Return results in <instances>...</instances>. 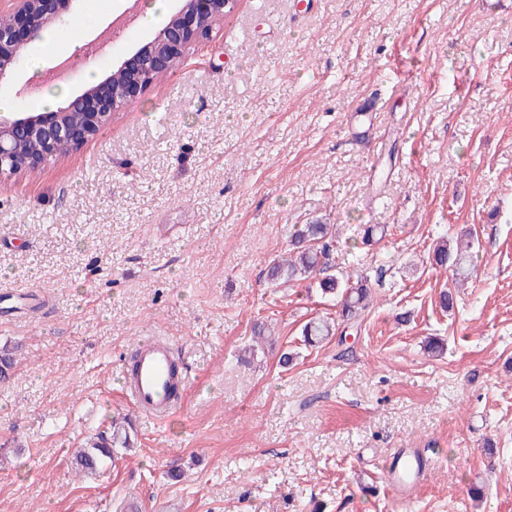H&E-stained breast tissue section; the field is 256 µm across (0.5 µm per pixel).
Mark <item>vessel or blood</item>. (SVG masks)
I'll return each instance as SVG.
<instances>
[{
  "mask_svg": "<svg viewBox=\"0 0 512 512\" xmlns=\"http://www.w3.org/2000/svg\"><path fill=\"white\" fill-rule=\"evenodd\" d=\"M135 371L126 373V386L133 404L155 419L167 417L187 388L185 378L173 373L175 361L171 345L152 338L136 345ZM386 481L399 494L400 501L413 498L414 488L427 471L424 459L411 448L403 449L385 467Z\"/></svg>",
  "mask_w": 512,
  "mask_h": 512,
  "instance_id": "vessel-or-blood-1",
  "label": "vessel or blood"
}]
</instances>
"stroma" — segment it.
Wrapping results in <instances>:
<instances>
[{
    "instance_id": "35a3bbf8",
    "label": "stroma",
    "mask_w": 512,
    "mask_h": 512,
    "mask_svg": "<svg viewBox=\"0 0 512 512\" xmlns=\"http://www.w3.org/2000/svg\"><path fill=\"white\" fill-rule=\"evenodd\" d=\"M315 220L374 284L354 323L267 276ZM466 230L476 268L444 311L433 245ZM27 291L0 301V512H512V0H238L95 139L0 178V294ZM323 317L334 337L303 345ZM258 319L276 346L254 353ZM150 337L188 371L163 421L123 388ZM116 416L129 448L76 471ZM398 448L431 461L408 507L381 471Z\"/></svg>"
}]
</instances>
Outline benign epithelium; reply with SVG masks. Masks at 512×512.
I'll use <instances>...</instances> for the list:
<instances>
[{
	"label": "benign epithelium",
	"mask_w": 512,
	"mask_h": 512,
	"mask_svg": "<svg viewBox=\"0 0 512 512\" xmlns=\"http://www.w3.org/2000/svg\"><path fill=\"white\" fill-rule=\"evenodd\" d=\"M78 0H12L0 14V81L22 66L30 46L42 34L67 22ZM233 0H177L169 21L130 50L115 68L128 74L122 86L112 75L85 85L82 93L51 112L0 113V177L38 168L60 154L67 143L77 149L95 138L122 106L150 86L148 73L167 72L194 45L206 40L211 22L224 18Z\"/></svg>",
	"instance_id": "1"
}]
</instances>
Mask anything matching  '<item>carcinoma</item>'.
I'll return each instance as SVG.
<instances>
[{
    "mask_svg": "<svg viewBox=\"0 0 512 512\" xmlns=\"http://www.w3.org/2000/svg\"><path fill=\"white\" fill-rule=\"evenodd\" d=\"M291 250L289 256L268 270L269 279L278 284L307 280L320 272L332 268L331 254L334 247L332 226L315 222L302 224L289 236ZM475 240L466 235L450 247L446 243L436 246L433 261L438 266L452 267L454 284H462L471 278L475 268ZM320 293L328 297H339V318L349 322L360 318L368 309L371 298L369 278L363 273L337 271L325 275L316 281ZM334 324L329 320L319 319L307 323L302 329L304 344L314 347L334 335ZM112 446H106L107 440L94 444L91 448L79 452L76 456V468L83 472H93L102 464L103 459L113 454V447H129L126 428L119 419L112 422Z\"/></svg>",
    "mask_w": 512,
    "mask_h": 512,
    "instance_id": "obj_1",
    "label": "carcinoma"
}]
</instances>
